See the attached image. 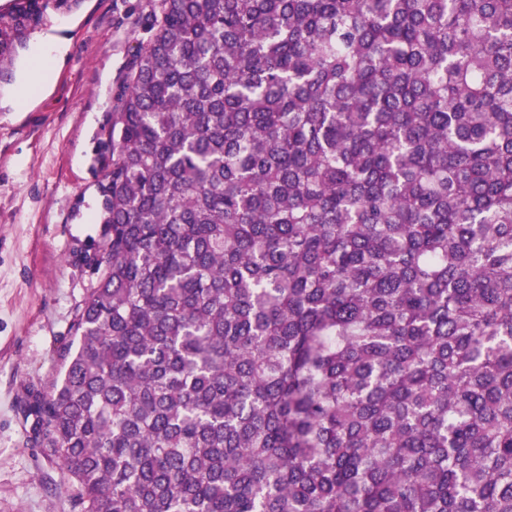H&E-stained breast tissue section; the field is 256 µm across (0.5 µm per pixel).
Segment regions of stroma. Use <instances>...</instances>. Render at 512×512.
<instances>
[{
	"instance_id": "stroma-1",
	"label": "stroma",
	"mask_w": 512,
	"mask_h": 512,
	"mask_svg": "<svg viewBox=\"0 0 512 512\" xmlns=\"http://www.w3.org/2000/svg\"><path fill=\"white\" fill-rule=\"evenodd\" d=\"M25 44L11 35L14 0H0V512H73L55 464L30 439L27 389L45 388L94 280L83 260L102 239L97 184L153 0H39ZM58 44L51 83L8 100L38 44Z\"/></svg>"
}]
</instances>
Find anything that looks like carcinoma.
Returning <instances> with one entry per match:
<instances>
[{"label": "carcinoma", "instance_id": "cac0c4a2", "mask_svg": "<svg viewBox=\"0 0 512 512\" xmlns=\"http://www.w3.org/2000/svg\"><path fill=\"white\" fill-rule=\"evenodd\" d=\"M150 32L25 399L73 507L512 512V0H158Z\"/></svg>", "mask_w": 512, "mask_h": 512}]
</instances>
